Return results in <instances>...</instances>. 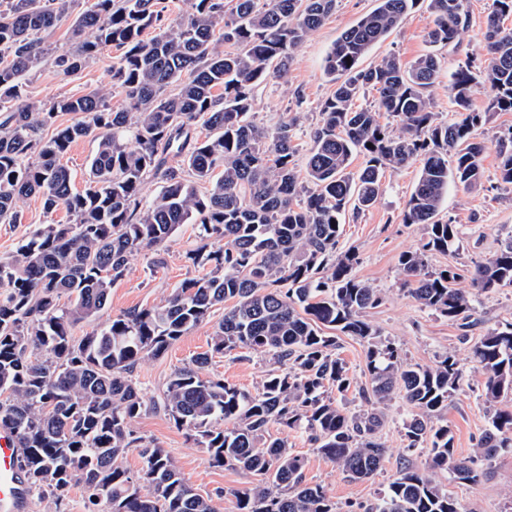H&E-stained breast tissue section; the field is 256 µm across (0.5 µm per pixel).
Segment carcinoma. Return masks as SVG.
<instances>
[{"label":"carcinoma","instance_id":"1","mask_svg":"<svg viewBox=\"0 0 512 512\" xmlns=\"http://www.w3.org/2000/svg\"><path fill=\"white\" fill-rule=\"evenodd\" d=\"M71 2L0 0V224L22 223L20 202L31 196L50 213L62 206L70 214L68 223L43 225L0 258V425L23 448L30 486L60 505L81 483L90 503L103 505L99 512H215L166 449L133 435L144 401L132 373L228 302L210 350L167 381L163 407L212 464L251 475L252 486L232 491L238 512H338L321 486L306 482V458L270 428L306 433L349 480H367L385 455L379 408L397 389L420 410L403 431L407 449L424 451V464L402 469L366 512H460L438 475L476 483L481 463L512 448V409L500 407L512 398V323L487 330L471 349L493 414L475 455L464 458L448 426L436 423L463 385L455 355L423 367L372 344L360 383L336 356V337L321 328L373 335L364 313L380 297L354 274L355 254L337 251L341 219L351 204L358 213L372 208L386 173L410 162L420 169L403 223L424 225L426 239L400 257L408 292L441 316L470 318L472 295L457 287L463 274L429 267L428 254L459 244L457 225L437 219L448 181L465 190L481 184L487 145L476 132L493 113L512 112V29L503 27L512 0H493L485 53L452 76L458 120L448 124L426 95L440 73L436 54L409 66L389 55L359 68L419 2L376 0L325 58L336 89L319 112L302 169L294 144L301 113L269 130L253 120L254 90L272 73L288 75L336 0H265L261 7L257 0H188V14L172 21L159 0H90L72 22V49L55 66L69 75L107 47L120 50L112 64V82L125 93L119 111L100 89L48 108L27 95L25 75L48 53L45 34L69 16ZM467 2L429 0V43L456 40L469 24ZM226 44L236 51L223 50ZM173 85L177 93H167ZM369 88L378 108H353ZM480 88L488 96L482 111L472 107ZM382 111L399 132L380 122ZM63 112L74 121L57 124ZM199 126L209 131L201 140ZM90 136L97 150L83 190L75 191L61 158ZM495 151L499 180L512 185V127L496 137ZM358 153L365 165L354 173ZM149 179L158 192L146 202ZM184 224L197 226L186 259L205 273L163 302L75 339L73 328L105 308L132 257L162 248ZM468 276L481 292L512 288V234ZM236 349L267 353L278 365L254 395L202 375L212 357ZM352 388L369 409L350 413L329 396ZM134 448L144 462L136 475L123 464Z\"/></svg>","mask_w":512,"mask_h":512}]
</instances>
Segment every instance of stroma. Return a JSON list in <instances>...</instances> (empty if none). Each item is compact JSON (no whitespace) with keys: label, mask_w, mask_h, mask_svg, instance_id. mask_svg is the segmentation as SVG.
<instances>
[{"label":"stroma","mask_w":512,"mask_h":512,"mask_svg":"<svg viewBox=\"0 0 512 512\" xmlns=\"http://www.w3.org/2000/svg\"><path fill=\"white\" fill-rule=\"evenodd\" d=\"M491 3L492 0H469L470 23L458 43L433 47L427 38L432 16L421 2L397 29L370 50L361 64L367 67L392 55L408 65L427 52H435L440 60V75L429 90L432 110L439 121L454 122L457 114L448 91L449 80L466 57L483 55ZM374 6L375 0H337L335 11L297 50L287 77L268 79L256 88L255 122L272 129L286 113L300 111L302 122L295 130V142L300 154H307L312 146L310 133L319 119L321 105L336 88L324 72L325 57L341 33ZM116 55L114 48H106L68 76L60 74L52 62H43L28 73L27 91L35 101L48 105L61 97H77L103 88L109 92L112 109H120L125 94L112 84ZM510 127L512 112H498L478 130V138L488 144L481 160L483 181L468 191L449 184L438 217L458 224L460 246L445 253H431L430 267L473 268L476 262L490 258L512 232V188L497 180L498 159L492 146L495 136ZM418 175L419 166L415 163L387 173L375 206L359 214L346 212L342 219L338 249L356 253L358 263L354 274L379 290L381 301L366 313L375 331L373 340L339 335L336 354L350 374L358 378L364 375L367 349L372 342L396 347L406 362L425 367L436 365L446 354L456 355L465 371L463 388L449 401L442 420L453 435L457 456L467 457L474 453L489 425L488 408L481 397L482 376L469 358L470 347L487 329L512 322V288L474 292V312L466 328L459 321L424 309L407 292L398 258L405 251L419 249L426 237L422 225L403 221V210ZM21 209L22 223L0 224V257L15 251L19 241L41 225L63 224L68 220L65 209L46 213L40 199L35 197L23 200ZM195 235L194 225H183L165 250L133 257L126 277L112 286L104 310L95 320L77 325L74 336L80 338L100 329L125 311L157 305L180 283L200 276V268L185 258L187 250L195 244ZM223 314V308H216L211 319L182 336L165 354L140 362L133 377L145 398V407L131 428L136 436L166 448L181 474L197 493L211 498L217 512H238L233 492L249 486V475L239 469L213 466L206 449L177 429L162 406L167 379L191 358L208 351ZM273 367L268 355L239 349L213 357L204 374L254 393ZM415 412V407L398 396L387 403L383 409L384 424L379 431L386 454L377 473L359 482L346 478L333 462L318 454L304 433L277 425L272 426L271 432L287 440L292 451L306 457L307 481L320 485L340 512H359L360 508L374 503L403 468L422 465L423 453L407 450L403 437V423ZM485 472V477L474 484L452 482L444 474L439 480L447 484L463 512H512V450L500 452L486 465Z\"/></svg>","instance_id":"1"}]
</instances>
